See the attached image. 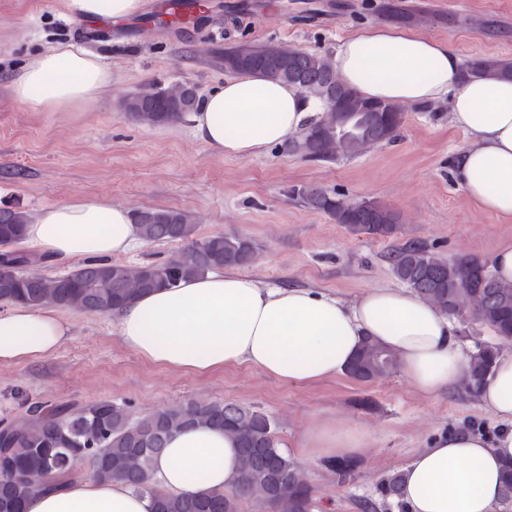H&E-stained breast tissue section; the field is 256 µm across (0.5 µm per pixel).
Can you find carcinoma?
Wrapping results in <instances>:
<instances>
[{"label": "carcinoma", "instance_id": "cac0c4a2", "mask_svg": "<svg viewBox=\"0 0 512 512\" xmlns=\"http://www.w3.org/2000/svg\"><path fill=\"white\" fill-rule=\"evenodd\" d=\"M215 54L226 73L254 72L293 84L324 104V115L288 143L289 151L310 160L361 154L391 141L401 123L398 104L366 98L344 85L327 55L274 43H243ZM462 76L511 79L512 62L477 57L465 62ZM196 104L195 90L176 84L130 93L119 106L137 124L154 127L182 120L196 110ZM298 198L356 234L387 238L399 230V214L379 201L361 209L316 187L300 189ZM133 217L143 241H187L189 246L162 264L87 261L63 276H49L34 271L44 258L16 249L28 223L25 212L0 208V245L7 247L0 253V302L106 313L182 279L215 269L247 267L257 256L258 248L247 236L216 233L196 239L193 219L181 211L156 208L135 212ZM391 266L395 277L428 304L461 318L473 317L498 336L512 338V283L497 280L476 258H448L411 240L394 249ZM497 354V347L485 346L470 356L460 385L465 393L477 394ZM398 366L394 353L366 337L347 374L370 382L390 375ZM71 409L70 405H34L32 415L3 424L10 452L0 461V512H24L28 500L46 483L71 478L83 457L95 461V478L118 479L149 495L155 512H237L241 497L257 498L272 512H309L311 487L299 465L279 448L276 422L255 407L192 399L137 419L110 400L83 405L78 417L71 415ZM193 426L221 427L234 439L241 461L235 488L172 496L154 485V459L173 434Z\"/></svg>", "mask_w": 512, "mask_h": 512}]
</instances>
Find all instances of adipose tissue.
<instances>
[{"label":"adipose tissue","mask_w":512,"mask_h":512,"mask_svg":"<svg viewBox=\"0 0 512 512\" xmlns=\"http://www.w3.org/2000/svg\"><path fill=\"white\" fill-rule=\"evenodd\" d=\"M83 20L122 21L142 0H66ZM340 80L371 99L405 104L448 100L452 124L465 131L455 178L481 210L512 221V79L462 80V59L447 42L409 29L369 27L340 41L334 56ZM112 83L95 54L63 44L30 60L14 94L45 112H75ZM324 109L297 87L245 72L225 79L201 100L196 133L219 154L258 156L304 130ZM38 256L67 264L108 260L135 249L140 237L127 209L72 200L41 208L24 229ZM122 343L141 358L206 375L246 364L294 383L346 372L364 337L394 352L421 394L433 397L464 378L468 357L447 313L414 292L383 286L353 303L306 288L264 287L248 274L208 273L140 295L117 309ZM69 330L50 307L13 304L0 310V363L52 355ZM503 428L494 440L471 431L437 439L405 467L408 512H493L505 463L512 461V353L497 355L479 395ZM365 436L326 417L302 438L308 455L356 456ZM159 487L170 494L224 491L240 477L238 450L223 429L175 433L154 461ZM149 496L124 482L86 474L32 497L26 512H153Z\"/></svg>","instance_id":"adipose-tissue-1"}]
</instances>
